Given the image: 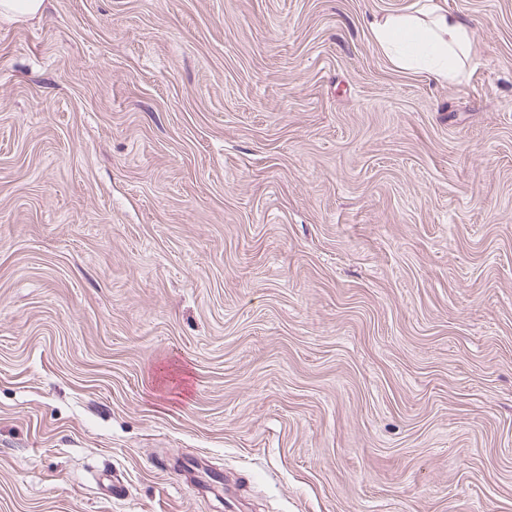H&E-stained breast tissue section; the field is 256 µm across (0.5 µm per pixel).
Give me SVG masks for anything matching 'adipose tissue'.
Returning <instances> with one entry per match:
<instances>
[{"mask_svg":"<svg viewBox=\"0 0 512 512\" xmlns=\"http://www.w3.org/2000/svg\"><path fill=\"white\" fill-rule=\"evenodd\" d=\"M374 39L392 64L401 70L418 69L438 81L457 80L473 53L474 34L455 13L434 8L429 18L417 12L376 19Z\"/></svg>","mask_w":512,"mask_h":512,"instance_id":"obj_1","label":"adipose tissue"}]
</instances>
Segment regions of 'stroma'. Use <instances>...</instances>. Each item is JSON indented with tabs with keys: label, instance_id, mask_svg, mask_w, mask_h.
Wrapping results in <instances>:
<instances>
[{
	"label": "stroma",
	"instance_id": "1",
	"mask_svg": "<svg viewBox=\"0 0 512 512\" xmlns=\"http://www.w3.org/2000/svg\"><path fill=\"white\" fill-rule=\"evenodd\" d=\"M0 19V512H512V0ZM121 498H113V485ZM417 12L376 19L371 24L376 43L399 70L421 69L436 81L457 80L473 53L472 29L448 10L433 8L428 20Z\"/></svg>",
	"mask_w": 512,
	"mask_h": 512
}]
</instances>
